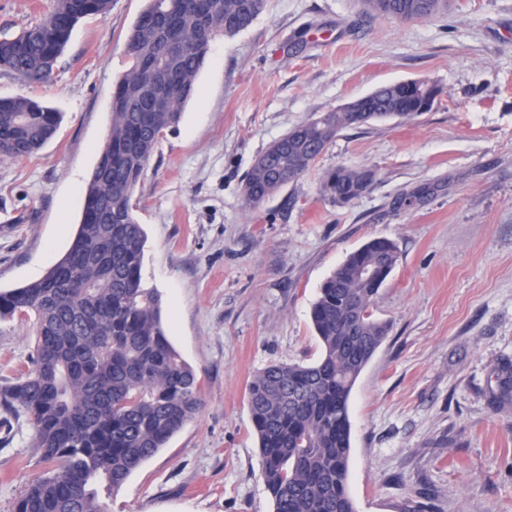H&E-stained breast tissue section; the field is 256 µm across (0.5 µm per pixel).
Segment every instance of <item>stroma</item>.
<instances>
[{
    "mask_svg": "<svg viewBox=\"0 0 512 512\" xmlns=\"http://www.w3.org/2000/svg\"><path fill=\"white\" fill-rule=\"evenodd\" d=\"M53 6L0 0V37ZM144 6L112 0L79 19L51 85L0 71V97L34 96L62 115L39 151L0 157L1 291L41 278L69 248ZM408 80L437 88L429 111L344 128L299 178L246 202L245 176L272 142ZM340 166L373 174L345 204L322 191ZM409 194L414 204L400 205ZM134 200L143 282L162 295L202 408L107 512H273L248 385L271 363L318 358L319 290L377 237L399 260L375 305L389 333L349 399L356 512H512V403H488L495 365L512 358V0H448L444 14L407 21L363 0H267L247 30L212 43ZM34 349L31 320L0 322V387ZM58 471L30 423L0 413V512H14L32 477Z\"/></svg>",
    "mask_w": 512,
    "mask_h": 512,
    "instance_id": "1",
    "label": "stroma"
}]
</instances>
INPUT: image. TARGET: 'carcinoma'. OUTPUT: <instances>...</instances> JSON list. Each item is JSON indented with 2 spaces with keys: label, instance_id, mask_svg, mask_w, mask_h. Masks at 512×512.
<instances>
[{
  "label": "carcinoma",
  "instance_id": "1",
  "mask_svg": "<svg viewBox=\"0 0 512 512\" xmlns=\"http://www.w3.org/2000/svg\"><path fill=\"white\" fill-rule=\"evenodd\" d=\"M111 0H55L53 10L15 37L0 39V70L28 84L54 80L57 59L76 22L105 13ZM182 0H147L127 44L129 66L112 95V127L101 160L85 183L81 221L66 254L39 280L0 293V321L35 317L32 369L0 388V409L30 417L36 447L62 461L55 476L33 480L15 512H105L104 499L194 419L201 408L194 370L173 348L161 322V299L142 283L147 234L134 192L165 132L180 121L211 41L252 25L266 0H213L212 36L197 41L187 10L171 21L186 47L170 111H151L130 76L161 45L151 14ZM367 10L400 20L431 19L447 0H364ZM419 94L399 84L380 87L361 103L368 116L421 115ZM361 120L325 112L291 129V147L272 143L248 172L244 196L257 205L306 172L338 133ZM60 118L32 97L0 98V156L28 157L55 135ZM363 171L338 167L323 191L338 203L360 195ZM385 254L395 268L393 241L375 238L352 252L320 289L311 320L320 358L307 365L274 363L252 379L248 402L261 456V476L274 512H356L347 489L349 396L388 327L374 314L380 285L356 264ZM500 396L512 392V360L497 367Z\"/></svg>",
  "mask_w": 512,
  "mask_h": 512
}]
</instances>
